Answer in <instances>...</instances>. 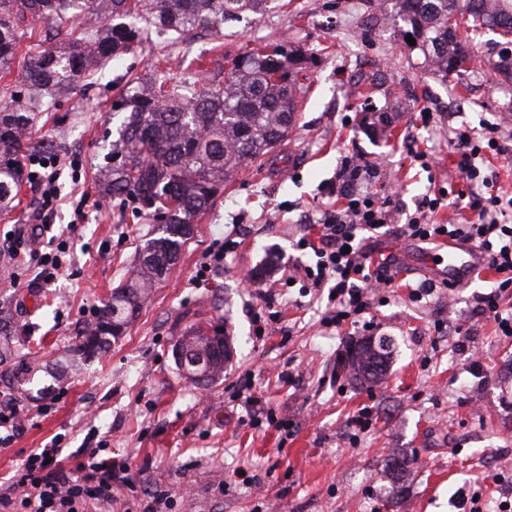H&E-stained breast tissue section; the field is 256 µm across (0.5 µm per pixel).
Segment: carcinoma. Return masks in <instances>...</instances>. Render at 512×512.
<instances>
[{"label":"carcinoma","mask_w":512,"mask_h":512,"mask_svg":"<svg viewBox=\"0 0 512 512\" xmlns=\"http://www.w3.org/2000/svg\"><path fill=\"white\" fill-rule=\"evenodd\" d=\"M272 0H0V71L12 72L18 56V95L0 107V210L18 199L20 159L56 152L54 141L32 135L42 118L34 111L41 92L64 95L118 54L142 41V29L124 22L148 15L160 37L173 39L192 30L220 33L243 15H262ZM394 20L402 36L434 74L443 78L466 70L475 54L459 35L460 21L471 19L505 39L496 70L512 81V0H395ZM95 14L102 26L78 37L71 20ZM311 58L280 44L254 47L237 55L224 83L197 90L196 83L171 85L156 65L144 79H132L113 105L124 112L101 171L102 191L134 196L163 211L161 224L139 255L131 277L113 288L94 313L80 323L70 364L102 357L138 317L152 289L164 281L182 247L191 239L194 218L208 210L224 183L255 162L297 125V76ZM19 325L0 310V365L12 359ZM391 340L366 341L352 354L355 374L375 380L386 369ZM204 362L200 386L213 384L230 359L226 337L198 326L174 345ZM32 367L26 362L0 379L6 388L30 396L25 388Z\"/></svg>","instance_id":"carcinoma-1"}]
</instances>
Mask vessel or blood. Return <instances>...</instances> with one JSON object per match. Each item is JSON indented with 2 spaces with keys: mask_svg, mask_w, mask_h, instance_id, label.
Wrapping results in <instances>:
<instances>
[{
  "mask_svg": "<svg viewBox=\"0 0 512 512\" xmlns=\"http://www.w3.org/2000/svg\"><path fill=\"white\" fill-rule=\"evenodd\" d=\"M423 266L441 279L458 285L471 277L491 276L492 268L486 254L470 244L456 239H437L433 247L420 257Z\"/></svg>",
  "mask_w": 512,
  "mask_h": 512,
  "instance_id": "vessel-or-blood-1",
  "label": "vessel or blood"
}]
</instances>
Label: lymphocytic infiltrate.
I'll list each match as a JSON object with an SVG mask.
<instances>
[{
	"label": "lymphocytic infiltrate",
	"mask_w": 512,
	"mask_h": 512,
	"mask_svg": "<svg viewBox=\"0 0 512 512\" xmlns=\"http://www.w3.org/2000/svg\"><path fill=\"white\" fill-rule=\"evenodd\" d=\"M451 144L457 150V170L465 183L457 197L474 215L473 222L436 224L429 216L443 207L448 196L445 188L428 191L407 221L399 226V235L424 244L441 237L473 244L486 252L492 268L500 278L494 288L479 300L480 313L492 317L503 336L512 338V307H504L503 299L512 295V224L506 214L512 213V196L483 195L475 192L476 184L487 183L483 173L486 153H500L499 126L486 124L481 135L467 130L454 131ZM373 164L364 157H344L336 179V205L323 212L317 239L302 237L301 249L312 250L315 265L294 270L293 278L303 287H327L334 296L322 319L327 328L362 326L370 328L366 315L371 295L391 287L396 271L392 259H372L363 245V235L394 223V212L381 202L371 187ZM59 448H43L31 453L20 479L12 492H19L25 512H78L77 503L94 498L108 503L112 500L113 483L123 481L125 468L109 460L89 455L79 474L67 472L61 464Z\"/></svg>",
	"instance_id": "1"
}]
</instances>
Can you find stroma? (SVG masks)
<instances>
[{
  "mask_svg": "<svg viewBox=\"0 0 512 512\" xmlns=\"http://www.w3.org/2000/svg\"><path fill=\"white\" fill-rule=\"evenodd\" d=\"M393 4L287 0L218 34L199 31L173 44L154 37L51 100L56 119L36 133L58 146L61 205L43 228L40 194L27 183L15 209L0 214V242L13 239L21 249L17 256L0 250V305L25 307L17 359L33 354L53 365L156 226L150 209L103 198L96 184L110 150L105 133L121 120L112 104L128 81L164 56L172 83L211 82L204 60L216 45L228 58L258 42L312 57L299 75L295 129L196 217L172 274L124 336L38 401L20 402L24 427L0 450V490L30 453L56 445L68 469L93 450L127 469L111 506L90 500L80 512H469L461 492L478 496L480 512H498L496 477L512 472V338L476 310L492 280L442 287L412 302L410 286L428 274L389 232L367 242L374 256L392 257L398 267L393 286L372 300V330L323 327L326 291L284 284L294 266L313 260L296 242L335 205L330 190L344 156L359 154L376 166L372 187L390 197L401 224L430 184L457 185L454 129L479 133L512 114V83L495 70V34L470 30L478 61L444 81L399 34ZM369 110L383 115L388 138L362 127ZM424 110L434 114L427 127ZM420 150L428 168L414 158ZM79 200L85 219L77 224ZM63 233L71 249L61 275L42 287L31 255L52 252L53 237ZM228 235L237 248L203 272ZM257 309L278 315L264 336L255 331ZM201 321L222 327L231 348L223 377L206 388L186 381L171 355L185 328ZM440 322L446 331H437ZM457 325L482 351L483 370L458 348ZM382 336L393 344L377 381L361 384L342 373V356ZM281 372L290 382L278 380ZM363 407L373 416L361 432L348 421ZM268 410L282 428L254 425ZM389 457L407 464L400 497L384 467Z\"/></svg>",
  "mask_w": 512,
  "mask_h": 512,
  "instance_id": "obj_1",
  "label": "stroma"
}]
</instances>
